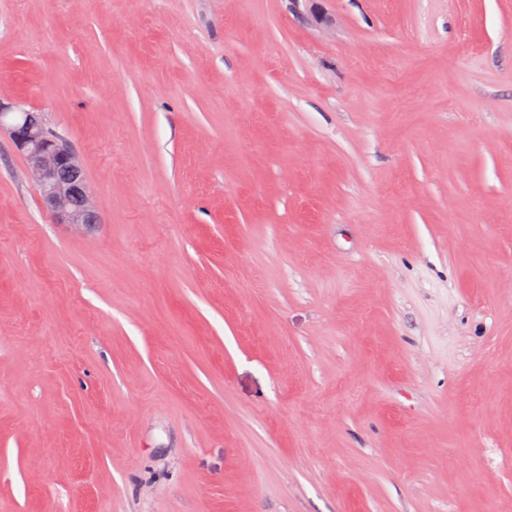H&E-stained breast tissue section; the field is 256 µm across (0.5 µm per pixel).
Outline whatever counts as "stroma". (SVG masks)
Returning <instances> with one entry per match:
<instances>
[{
	"label": "stroma",
	"mask_w": 512,
	"mask_h": 512,
	"mask_svg": "<svg viewBox=\"0 0 512 512\" xmlns=\"http://www.w3.org/2000/svg\"><path fill=\"white\" fill-rule=\"evenodd\" d=\"M0 0V512H512V0ZM17 103L0 101V130H6L27 166V173L40 191L41 201L61 224L91 228L99 224L95 198L87 183L81 159L66 140L50 132L44 118L33 119Z\"/></svg>",
	"instance_id": "stroma-1"
}]
</instances>
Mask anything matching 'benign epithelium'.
<instances>
[{
	"mask_svg": "<svg viewBox=\"0 0 512 512\" xmlns=\"http://www.w3.org/2000/svg\"><path fill=\"white\" fill-rule=\"evenodd\" d=\"M0 130L8 132L23 155L47 211L62 224L91 228L99 223L83 162L63 137L50 132L45 119L26 115L17 103L0 101Z\"/></svg>",
	"mask_w": 512,
	"mask_h": 512,
	"instance_id": "1",
	"label": "benign epithelium"
}]
</instances>
